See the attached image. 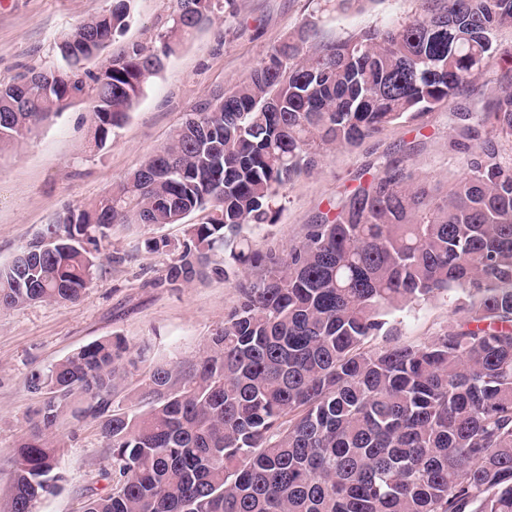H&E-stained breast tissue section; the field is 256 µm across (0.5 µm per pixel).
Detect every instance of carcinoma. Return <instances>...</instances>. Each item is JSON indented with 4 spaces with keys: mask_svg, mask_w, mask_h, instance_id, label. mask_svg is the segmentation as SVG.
Masks as SVG:
<instances>
[{
    "mask_svg": "<svg viewBox=\"0 0 512 512\" xmlns=\"http://www.w3.org/2000/svg\"><path fill=\"white\" fill-rule=\"evenodd\" d=\"M130 0L85 20L61 63L0 84V153L91 101L105 145L145 89L234 0H177L158 47L87 62L125 28ZM512 0H420L383 29L311 42L307 23L248 79L198 103L112 192L67 208L0 266V309L76 303L99 275L112 227L184 224L153 286L178 289L228 264L259 266L202 354L150 371L142 413L112 391L119 338L31 374L49 394L14 460L13 512L59 488L53 436L77 413L101 422L112 488L84 512H512ZM499 92L458 112L479 145L443 199L388 160L307 225L288 253L253 249L243 226L273 221L280 189L323 154L451 104L488 66ZM203 212L204 221L187 223ZM453 296L448 330L371 346L388 314Z\"/></svg>",
    "mask_w": 512,
    "mask_h": 512,
    "instance_id": "1",
    "label": "carcinoma"
}]
</instances>
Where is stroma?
<instances>
[{"label":"stroma","mask_w":512,"mask_h":512,"mask_svg":"<svg viewBox=\"0 0 512 512\" xmlns=\"http://www.w3.org/2000/svg\"><path fill=\"white\" fill-rule=\"evenodd\" d=\"M111 0H0V83L30 68L56 65L55 45L84 19L102 13ZM176 0H132L130 22L112 38V50L137 43L156 45L157 29ZM419 0H367L362 12H336L329 0H236L214 27L195 34L165 63L105 146L93 148L88 102H79L0 155V265L8 263L65 208L104 195L164 144L199 101L245 80L289 32L312 21L319 36L344 37L381 28L414 14ZM501 77L487 68L462 90L452 109L428 113L419 121L393 124L352 148L328 151L318 167L281 189L273 223L245 227L259 251H287L307 224L326 210L366 170L388 159H402L414 179L445 194L464 171L467 153L452 146L453 114L480 111ZM413 150H406V143ZM169 241L153 251L150 240ZM184 239L180 224L130 223L112 231L101 251L102 272L77 306L42 304L0 310V512H7L14 482L13 459L20 440L32 430L43 403L28 388L31 373L64 359L84 346L121 338L134 367L116 388L114 402L127 411L147 405L139 393L151 366L183 361L206 349L214 330L236 306L237 284L256 278L259 268H229L181 290L154 287ZM390 325L401 339L424 342L448 328V302L436 298L392 314ZM59 467L64 482L39 501L36 512H83L90 495L105 494L101 476L112 458L100 425L89 418H66L58 427Z\"/></svg>","instance_id":"obj_1"}]
</instances>
